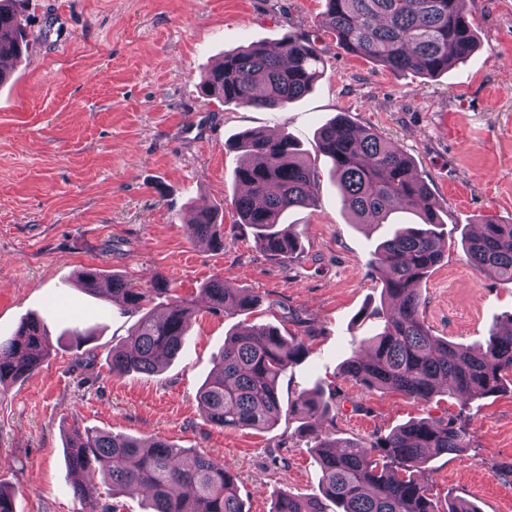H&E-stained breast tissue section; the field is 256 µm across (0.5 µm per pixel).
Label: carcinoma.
Masks as SVG:
<instances>
[{"instance_id":"obj_1","label":"carcinoma","mask_w":512,"mask_h":512,"mask_svg":"<svg viewBox=\"0 0 512 512\" xmlns=\"http://www.w3.org/2000/svg\"><path fill=\"white\" fill-rule=\"evenodd\" d=\"M320 22L348 52L378 63L393 75L412 71L436 75L470 59L476 51L472 21L463 0H322ZM30 41L15 0H0L1 63L20 59ZM325 75L321 55L305 37H289L276 49L247 45L227 52L202 79V93L243 108H282L310 92ZM235 148L244 161L235 180L245 186L234 207L250 225L262 249L290 259L299 249L293 225L281 222L289 210L313 202L318 189L316 163L300 156L285 134H241ZM318 148L336 176L343 207L358 224H389L391 231L372 264L384 274L382 294L388 306L374 315L380 331L343 363L342 374L380 392H396L429 403L451 389L463 405L512 384V313L484 344L463 347L431 333L421 318L419 284L447 252L440 209L429 185L416 177L414 162L377 131L339 115L319 132ZM407 209L414 224H396L390 216ZM190 240L221 250L217 213L197 211L187 225ZM466 262L483 274L512 281V223L486 218L464 244ZM85 291L104 298L119 296L144 314L123 343L112 347L113 375H154L184 348L195 309L170 297L164 312L146 309L170 292L160 283L151 289L108 277L96 268L77 274ZM212 314L247 312L261 298L228 290L213 279L202 289ZM52 344L42 322L29 319L9 336H0V397L5 388L31 376L50 356ZM309 353L302 338L284 336L267 325H247L224 339V348L196 393L208 422L217 428L265 430L281 419L279 383L291 365ZM336 404V388H317L288 406L314 437L311 451L320 472L318 492L301 496L280 490L272 512H439L425 478L434 456L464 455L468 424L448 420H412L369 444L318 436ZM69 475L99 470L112 494L134 487L149 493L151 512H246L235 475L220 460L157 437H132L102 431L68 433ZM83 512H115L98 501L93 487L74 484Z\"/></svg>"}]
</instances>
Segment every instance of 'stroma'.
Listing matches in <instances>:
<instances>
[{
    "mask_svg": "<svg viewBox=\"0 0 512 512\" xmlns=\"http://www.w3.org/2000/svg\"><path fill=\"white\" fill-rule=\"evenodd\" d=\"M320 0H29L30 48L0 84V334L44 324L50 358L0 401V486L16 512H81L65 463L71 428L155 436L211 455L237 473L246 512H271L276 490L307 495L319 471L296 416L271 429H220L196 401L224 337L267 324L299 336L308 355L280 380L283 404L316 385L336 388L334 437L370 441L420 418L460 410L447 393L424 404L365 389L342 363L376 332L368 313L383 281L370 261L384 228L343 210L316 133L335 116L374 128L414 161L440 206L448 252L421 283L433 335L484 343L512 313V282L474 270L461 241L483 217L512 221V0H466L479 47L435 78L393 75L348 53L321 26ZM306 36L325 77L282 110L204 97L202 75L224 53ZM288 134L315 160L311 205L285 216L298 256L264 252L232 202L245 131ZM224 211V248L192 245L194 210ZM141 288L165 282L197 313L189 341L160 373L117 377L107 359L138 321L134 310L73 287L82 268ZM260 295L252 312L212 314V279ZM90 331L79 345L75 334ZM466 455L428 464L440 512L449 497L480 512H512V393L473 401ZM283 448L280 463L268 451Z\"/></svg>",
    "mask_w": 512,
    "mask_h": 512,
    "instance_id": "35a3bbf8",
    "label": "stroma"
}]
</instances>
